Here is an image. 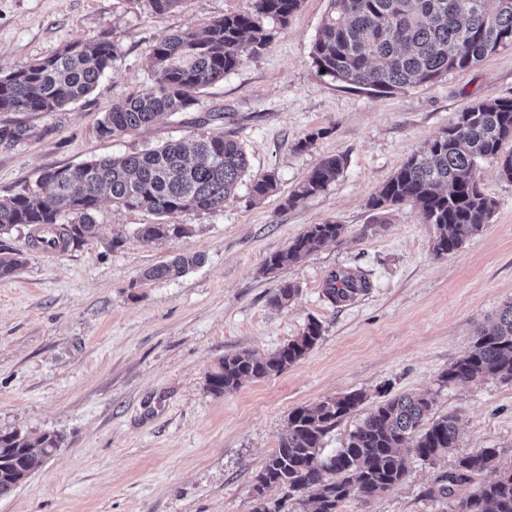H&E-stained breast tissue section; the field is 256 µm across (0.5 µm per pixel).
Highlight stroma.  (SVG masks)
<instances>
[{
  "label": "stroma",
  "instance_id": "35a3bbf8",
  "mask_svg": "<svg viewBox=\"0 0 512 512\" xmlns=\"http://www.w3.org/2000/svg\"><path fill=\"white\" fill-rule=\"evenodd\" d=\"M252 0H183L152 14L143 0H0V67L50 56L108 34L113 68L84 99L53 112H0V198L35 185L47 170L188 138L198 129L232 133L250 167L215 212L158 215L102 201L97 237L69 251L32 247L27 229L6 237L25 265L0 280V430L55 434L56 452L9 494L0 512H253L252 487L288 416L355 390L368 399L323 439L344 447L383 395L429 393L435 415L460 419L458 450L495 448L512 467V380L443 385L440 373L512 299V181L479 162L481 190L497 202L489 224L458 251H433L434 225L402 205L376 223L371 195L470 102L512 97V48L477 67L389 96L320 77L312 46L329 0H302L259 55L205 87L174 122L106 138L99 123L113 103L151 85L150 56L164 37L205 19L246 13ZM309 148H302L306 138ZM342 156L340 176L297 201L296 185L323 158ZM275 175L277 189L254 201L250 185ZM344 232L297 262L265 272L308 225ZM143 224H185L189 234L152 243ZM202 262L183 275L145 279L178 256ZM358 268L371 287L343 305L323 294L334 270ZM298 293L271 299L283 283ZM318 344L277 375L225 395L205 378L224 355L275 352L308 320ZM451 460L413 463L378 497L345 500L339 512H457L488 481L480 474L450 498L428 496Z\"/></svg>",
  "mask_w": 512,
  "mask_h": 512
}]
</instances>
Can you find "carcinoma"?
<instances>
[{"mask_svg":"<svg viewBox=\"0 0 512 512\" xmlns=\"http://www.w3.org/2000/svg\"><path fill=\"white\" fill-rule=\"evenodd\" d=\"M330 7L312 47L321 76L336 83L388 95L432 83L451 71L478 65L512 47V0H329ZM302 0H253L248 13L209 19L198 30L171 34L151 55L152 85L112 105L99 126L104 136L149 127L198 102L200 89L224 79L244 59L257 55L273 38L267 23L284 28ZM112 40L87 45L74 41L61 51L0 69V112H53L88 95L116 59ZM512 98L485 97L467 105L456 122L413 154L369 199L384 215L404 203L420 207L436 227L433 249L452 253L489 223L497 203L479 187L482 160L497 163L512 180ZM249 161L242 144L229 135L197 133L190 143L175 140L157 148L94 159L74 168L49 170L36 187L0 199V237L19 227L30 229L32 246L44 250L79 248L97 235L95 211L103 197L126 209L160 215L210 212L224 207L244 178ZM344 159L321 160L294 189L291 199L315 196L336 180ZM276 188L270 174L251 184L262 200ZM343 225L310 224L287 249L269 257L266 270L282 269L336 240ZM189 233L185 224H143L147 243ZM200 263L181 256L145 274L148 280L176 277ZM24 259L0 244V279L15 276ZM371 288L361 271L330 272L324 295L334 304L354 300ZM322 336L310 319L299 336L261 356L238 352L224 356L207 374L215 395L237 390L245 381L279 374L312 350ZM512 380V300L484 327L474 343L439 376L443 384ZM365 400L361 391L327 397L313 407L294 409L288 432L256 477L253 512H288L293 500L311 512H338L353 495L378 496L404 481L409 462L434 466L458 448L459 419L434 416L435 399L402 394L382 400L349 435L345 447L322 455L323 438L337 421ZM59 448L51 433H0V496L15 489ZM496 476L480 485L459 506L462 512H512V468L500 466L499 452L483 448L456 456L451 470L431 496L451 497L455 487L478 474ZM275 487L283 496L266 497Z\"/></svg>","mask_w":512,"mask_h":512,"instance_id":"carcinoma-1","label":"carcinoma"}]
</instances>
